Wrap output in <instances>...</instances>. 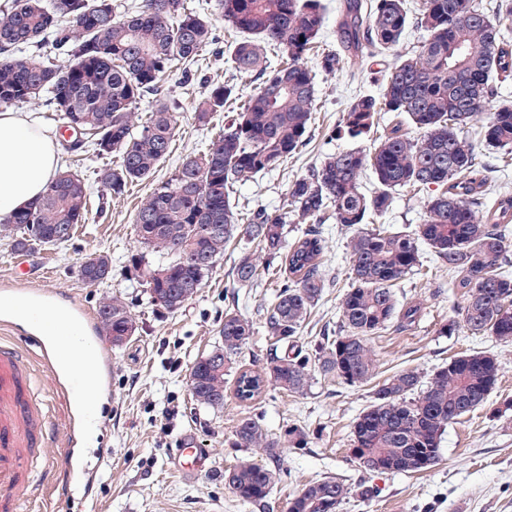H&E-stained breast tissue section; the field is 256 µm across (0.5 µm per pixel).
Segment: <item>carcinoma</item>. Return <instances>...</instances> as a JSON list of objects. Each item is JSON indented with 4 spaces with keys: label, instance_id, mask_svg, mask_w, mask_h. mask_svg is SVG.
I'll return each instance as SVG.
<instances>
[{
    "label": "carcinoma",
    "instance_id": "1",
    "mask_svg": "<svg viewBox=\"0 0 512 512\" xmlns=\"http://www.w3.org/2000/svg\"><path fill=\"white\" fill-rule=\"evenodd\" d=\"M220 18L239 34L230 62L241 77L259 86L211 138L199 156L182 161L172 178L155 187L132 215L136 241L145 252L130 256L129 270L147 286L151 303L169 312L195 298L212 274L226 246L247 238L270 254L279 253L285 217L258 210L239 219L232 198L236 183L268 173L305 145L316 111L313 70L305 63L327 20L322 0H217ZM417 25L423 39L403 47L406 30ZM340 49L324 51L318 67L341 73L356 60L384 57L387 65L376 94H359L344 108L337 135L369 137L381 112L393 115L373 145L342 151L310 174L288 184L291 212L311 221L282 259L283 273L266 308L264 327L274 343L291 347L271 358L261 372L232 371V358L252 336L253 321L224 309L220 328V362L206 354L191 366V399L212 409L224 407L225 376L234 373L243 402L262 397L268 385L294 394L308 387L312 367L350 387L373 380L378 367L369 336L395 322L415 324L420 304L399 302L394 288L422 271L420 244L428 246L463 289L461 317L441 324L438 334L465 328L502 343L512 342V271L505 257L512 247V195L487 197L486 179L476 162L474 142L494 150L504 167H512V104L499 98L501 79L512 75V0H423L413 13L409 0H343L336 11ZM49 43L52 56L20 58L16 51ZM216 44L211 22L190 11L185 0H144L141 6L114 0H10L0 18V109L46 96L60 140L68 153L118 157L96 172L111 198L129 184L147 180L171 152L178 123V102L161 95L171 72L195 62ZM157 96L146 119L135 123V109ZM238 96L237 85L204 86L195 119L211 123ZM419 132L414 138L408 127ZM375 191L361 190L364 175ZM432 191L423 222L409 234L377 224L401 191ZM89 186L78 172L59 170L44 195L0 219V232L13 250L58 247L68 242L88 214ZM351 231L349 283L340 307L339 331L322 337L318 356L293 343L311 310L322 298L326 281L321 260L326 249L319 225L328 219ZM199 251L205 265L182 261ZM162 258L150 264L147 253ZM98 286L112 278V258L100 255ZM250 254L235 266V279L250 285L263 278ZM112 334L133 328L129 305L112 297L100 302L97 315ZM499 365L486 352L464 354L434 372L429 381L415 370H402L377 384L371 404L354 422L352 456L374 458L383 472L417 473L439 459L449 423L482 407L496 388ZM235 445L280 460L281 449H302L309 433L291 424L272 436L261 419L246 413L234 431ZM277 470L243 462L224 472V484L243 502L268 496ZM359 492L364 499L377 490L357 488L333 477L305 485L288 502L287 512H339Z\"/></svg>",
    "mask_w": 512,
    "mask_h": 512
}]
</instances>
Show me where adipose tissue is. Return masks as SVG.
Here are the masks:
<instances>
[{
	"instance_id": "obj_1",
	"label": "adipose tissue",
	"mask_w": 512,
	"mask_h": 512,
	"mask_svg": "<svg viewBox=\"0 0 512 512\" xmlns=\"http://www.w3.org/2000/svg\"><path fill=\"white\" fill-rule=\"evenodd\" d=\"M44 116L34 112L0 111V217L12 214L42 196L60 168V154ZM67 326L68 371L94 386L98 352L65 307H52L34 297L21 298L11 317L34 329L44 317Z\"/></svg>"
}]
</instances>
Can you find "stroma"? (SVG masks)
<instances>
[{"label":"stroma","mask_w":512,"mask_h":512,"mask_svg":"<svg viewBox=\"0 0 512 512\" xmlns=\"http://www.w3.org/2000/svg\"><path fill=\"white\" fill-rule=\"evenodd\" d=\"M190 10L206 17L215 28L219 52H206L191 65L189 74L174 72L166 83L179 103L173 150L154 176L129 186L120 199L102 200L95 172L107 161L92 155L62 154L63 165L90 181L91 198L86 223L77 225L72 239L54 249L35 248L14 266L13 253L0 239V294H24L38 286L39 299L62 303L76 300L83 322L99 352L97 399L102 402L100 433L94 444L78 438L75 458L91 476L83 487L79 474L48 469V457L59 456L68 429L67 407L56 390V380L41 360L38 345L25 330L0 312V343L21 346L35 369V392L48 413L51 440L41 449L32 478L36 498L19 503L16 512H65L66 500L80 503L81 512H286L287 503L305 484L334 477L354 485L366 480L378 490L370 502L350 497L340 512H512V344L497 342L460 330L439 335V325L459 316L461 289L453 287L447 272L432 277L411 275L395 289L399 300H417L421 316L412 330H384L371 340L378 368L377 380L402 370L430 378L451 359L478 351L492 353L499 364V381L485 407L450 423L443 435L441 456L429 469L416 474L364 475L350 453L356 418L372 397V385L350 387L314 375L307 390L289 394L267 388L252 404L241 402L234 384L224 390V407L214 410L194 404L188 391L193 362L221 341L219 329L226 308L238 309L254 323L247 346L234 360L235 367L262 370L267 366L271 341L261 325V314L273 300L275 273L280 256L258 251L255 244L238 239L231 243L198 295L170 313L150 304L146 287L126 271L138 249L131 215L140 201L170 178L182 160L201 154L223 125V113L211 124L199 126L194 108L203 81L233 82L244 92L255 84L233 71L228 52L234 39L216 11V0H186ZM316 110L306 144L279 169L245 179L234 187L233 198L241 215L264 209L287 214L286 242L304 231V224L290 216L287 189L297 177L308 174L333 154L359 148L356 140L336 137L346 101L358 93L377 92L369 70H347L337 75L315 74ZM426 193L397 194L384 218L394 230L410 232L425 214ZM327 248L321 271L327 286L318 305L296 338L310 348L326 334L335 333L339 306L348 286V233L334 221L323 226ZM105 251L112 257V278L91 287L78 275L83 257ZM255 254L271 272L257 283L237 284L233 268L243 253ZM120 297L129 304L138 330L125 344L112 346L101 334L96 310L106 298ZM255 410L269 433L277 435L295 423L312 434L303 450L287 448L281 455L280 478L259 504L238 500L224 485V471L253 460L251 450L236 447L234 429L243 412ZM201 448L197 470L180 471L173 450L183 437Z\"/></svg>","instance_id":"obj_1"}]
</instances>
